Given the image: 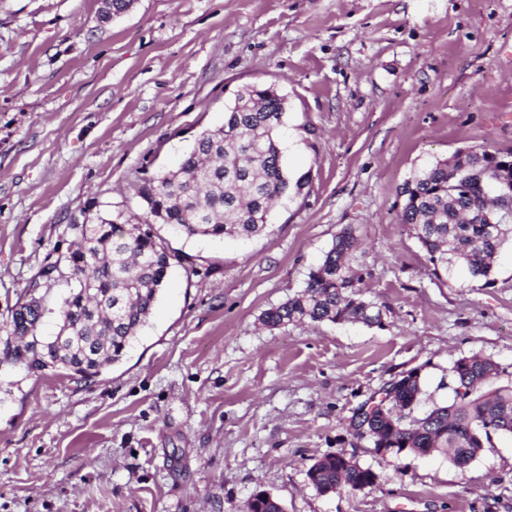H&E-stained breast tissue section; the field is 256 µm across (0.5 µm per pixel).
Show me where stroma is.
<instances>
[{
  "instance_id": "obj_1",
  "label": "stroma",
  "mask_w": 512,
  "mask_h": 512,
  "mask_svg": "<svg viewBox=\"0 0 512 512\" xmlns=\"http://www.w3.org/2000/svg\"><path fill=\"white\" fill-rule=\"evenodd\" d=\"M0 0V322L43 298L58 330L66 282L35 287L67 227L143 213L144 177L176 165L249 84L286 95L280 134L301 193L265 234L186 237L121 362L89 382L0 373V512H244L263 491L284 512H512V434L466 470L381 455L347 431L367 398L420 369L448 402V370L480 354L512 372V239L489 281L436 280L403 183L490 144L512 151V0ZM359 242L382 326L261 313L300 291L344 229ZM355 457L377 476L319 494L308 468Z\"/></svg>"
}]
</instances>
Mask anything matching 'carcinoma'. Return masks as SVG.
I'll list each match as a JSON object with an SVG mask.
<instances>
[{"label":"carcinoma","mask_w":512,"mask_h":512,"mask_svg":"<svg viewBox=\"0 0 512 512\" xmlns=\"http://www.w3.org/2000/svg\"><path fill=\"white\" fill-rule=\"evenodd\" d=\"M286 96L273 86L246 85L225 107L224 124L203 131L178 166L143 179L138 195L144 213L111 211L91 224H70L77 247L45 264L46 287L64 280L69 295L56 335L37 327L46 308L31 297L0 325V367L30 374L64 368L80 381L98 377L120 362L131 340L150 318L172 261L155 225L188 237L251 238L267 227L282 196L300 193L307 177H293L283 165L278 133L285 124ZM400 223L411 226L427 252L436 278L457 263L490 282L491 259L512 234V152L491 146L458 151L405 181ZM357 249L352 229L337 237L304 288L264 311L261 322L279 327L293 321L382 324V308L363 297V275L351 265ZM505 374L492 359H457L448 372L452 400L420 417L413 411L422 395L420 369L392 380L391 391L362 417L352 414L347 430L374 451L406 449L440 452L463 471L477 458L492 432L512 433V382L493 390L485 384ZM320 494L362 490L376 475L336 455L318 459L307 471ZM245 512H284L263 491Z\"/></svg>","instance_id":"cac0c4a2"}]
</instances>
